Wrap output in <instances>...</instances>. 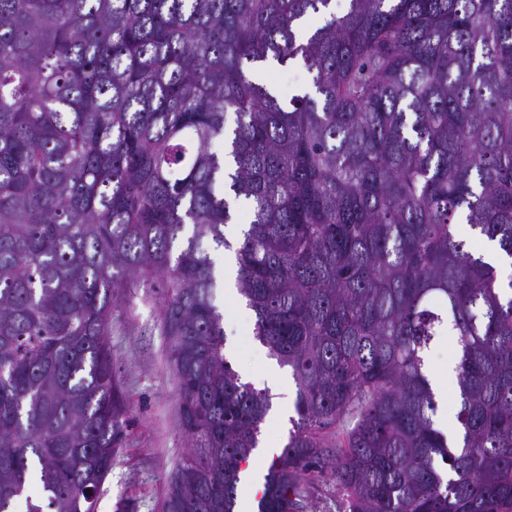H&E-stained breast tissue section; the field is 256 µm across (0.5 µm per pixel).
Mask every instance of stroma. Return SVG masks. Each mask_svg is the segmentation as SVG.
Masks as SVG:
<instances>
[{
	"label": "stroma",
	"mask_w": 512,
	"mask_h": 512,
	"mask_svg": "<svg viewBox=\"0 0 512 512\" xmlns=\"http://www.w3.org/2000/svg\"><path fill=\"white\" fill-rule=\"evenodd\" d=\"M212 256L218 283L215 303L224 315V356L244 378L260 372L272 358L253 334V317L238 314L241 297L224 284L223 249L213 250ZM158 312V301L137 290L117 304L112 316V357L131 424L100 488L97 512H158L165 479L186 448Z\"/></svg>",
	"instance_id": "1"
}]
</instances>
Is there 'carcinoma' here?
Segmentation results:
<instances>
[{"instance_id": "obj_1", "label": "carcinoma", "mask_w": 512, "mask_h": 512, "mask_svg": "<svg viewBox=\"0 0 512 512\" xmlns=\"http://www.w3.org/2000/svg\"><path fill=\"white\" fill-rule=\"evenodd\" d=\"M332 3L0 0V512H96L131 288L187 439L161 512H234L271 395L224 357L206 240L297 386L259 512L328 473L344 512H512V273L482 253L512 260V0ZM293 62L295 94L252 75ZM451 339L444 336L442 340L435 346L432 353V368L434 377L442 375L444 379L448 380V371L455 374V361L450 353Z\"/></svg>"}]
</instances>
